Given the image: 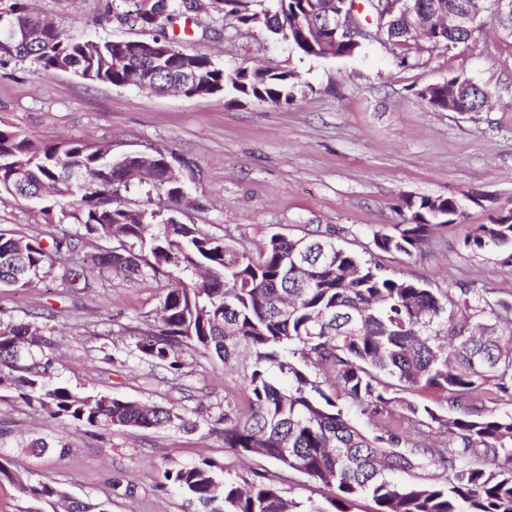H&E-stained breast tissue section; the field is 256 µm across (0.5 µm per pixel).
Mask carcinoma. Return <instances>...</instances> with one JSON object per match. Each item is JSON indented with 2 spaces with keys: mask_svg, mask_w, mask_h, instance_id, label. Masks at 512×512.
Segmentation results:
<instances>
[{
  "mask_svg": "<svg viewBox=\"0 0 512 512\" xmlns=\"http://www.w3.org/2000/svg\"><path fill=\"white\" fill-rule=\"evenodd\" d=\"M250 0H214L243 24L263 17L266 31L288 41L307 57H345L357 50L341 37L320 43L312 21L336 0H272L262 13ZM470 0H416L424 24L419 41L436 49L467 46L474 36L439 27L440 14ZM136 19L155 31L145 41L65 42L54 25L15 0L8 15L36 33L26 47H0V67L33 59L47 74L63 66L92 84L123 86L138 75L156 94L173 90L191 72L195 83L186 96L206 100L215 94L232 100L252 97L273 104L295 99L289 71L239 67L224 71L205 53L176 48L167 28L177 0H135ZM388 35L409 64L413 39L404 20L393 18ZM460 99L448 102V86L421 91L436 111L462 108L480 112L489 93L468 78L454 76ZM160 151L112 153V144L90 138L37 141L0 128V189L21 201L13 168L25 169L32 189L41 188L38 212L46 223L70 219L89 234L116 239L120 248L87 262L70 237L44 244L38 238L0 232V288H27L40 274L55 270L70 288L96 287L103 269L157 279L174 276L160 305L159 324L140 332V358L173 375L188 351L216 358L240 380L241 396H224L214 431L224 447L240 455L262 454L284 469L300 471L330 492L335 512L369 495L377 512H512V412L497 413L476 401L512 398V336H492L496 305L459 292L435 291L386 273L368 260L336 245L342 229L328 226L301 237L273 235L254 256L224 238L203 233L195 224L122 204L129 179L121 166L146 169L152 185L179 206L183 185L172 181ZM85 173L82 186L69 188L66 173ZM460 200L448 196L434 204L429 196L403 197L399 214L411 223L375 234L383 254L412 256L432 231L455 222ZM474 251L493 250L512 270V224L490 218L466 240ZM44 329L20 319L0 324V386L12 389L30 409L89 427L155 429L193 426L174 408L148 405L110 394L78 395L52 372ZM394 379L403 390L434 388L445 392L447 407L436 409L390 393ZM348 406L374 421L366 432L343 412ZM399 407L446 433L444 444L406 438L389 420ZM461 408L458 416L448 410ZM430 467L444 481L420 482L417 470ZM171 486L189 495L200 512H326L284 495L265 477H223L213 461L176 465L164 473ZM14 481L31 500L53 504L66 494L45 482L22 481L0 462V479Z\"/></svg>",
  "mask_w": 512,
  "mask_h": 512,
  "instance_id": "obj_1",
  "label": "carcinoma"
}]
</instances>
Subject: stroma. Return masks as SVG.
I'll list each match as a JSON object with an SVG mask.
<instances>
[{
	"instance_id": "1",
	"label": "stroma",
	"mask_w": 512,
	"mask_h": 512,
	"mask_svg": "<svg viewBox=\"0 0 512 512\" xmlns=\"http://www.w3.org/2000/svg\"><path fill=\"white\" fill-rule=\"evenodd\" d=\"M198 24L177 47L206 53L224 70L240 66L294 74L295 101H201L156 96L134 86L91 84L56 72L37 76L26 59L0 68V128L44 140L91 137L114 154L164 152L190 189L177 218L236 247L258 253L274 234L298 236L335 224L339 245L368 256L373 237L399 223L405 195L464 203L456 223L440 227L420 252L385 260L389 273L427 287L462 286L512 306V273L495 253L475 252L465 238L490 217L512 210V21L489 11L476 46L414 48L411 66L398 49L364 42L343 58L299 55L262 25L239 23L200 0ZM34 11L74 40L152 38L129 18L131 0H31ZM461 75L487 88L484 112L436 111L420 92ZM0 230L19 236H74L81 254L116 248L71 221L45 223L34 207L0 191ZM161 282L104 272L93 291L65 287L55 274L28 288H0V322L34 315L51 325L55 372L77 393H104L176 407L196 420L195 431L171 427L130 432L91 428L49 417L0 388V462L20 476L58 487L106 512H199L197 502L163 483L172 465L209 458L223 475L258 473L298 501H323L328 491L272 459L242 457L225 448L210 422L224 407L236 375L214 360L187 357L180 377L139 358V331L154 325ZM43 438L47 447H33ZM63 440L64 449L54 448Z\"/></svg>"
}]
</instances>
